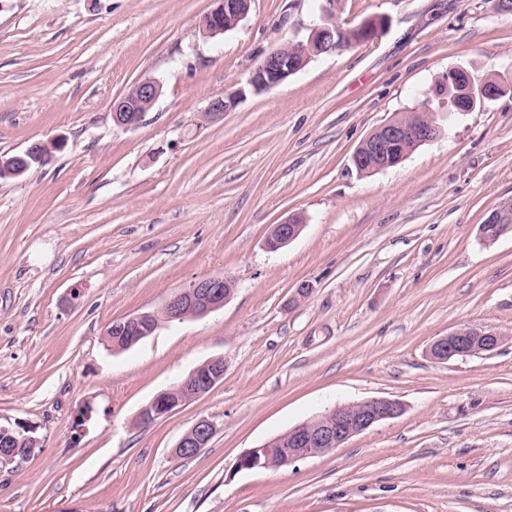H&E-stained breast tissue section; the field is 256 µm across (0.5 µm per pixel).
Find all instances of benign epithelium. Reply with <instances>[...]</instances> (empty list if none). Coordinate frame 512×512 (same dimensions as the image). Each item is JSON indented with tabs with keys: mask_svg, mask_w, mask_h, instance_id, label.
I'll return each mask as SVG.
<instances>
[{
	"mask_svg": "<svg viewBox=\"0 0 512 512\" xmlns=\"http://www.w3.org/2000/svg\"><path fill=\"white\" fill-rule=\"evenodd\" d=\"M247 14L248 10L238 0H220L214 9L203 16L202 32L208 37L222 35L224 17L232 16L238 21ZM324 35L330 40L333 31L325 26L315 25L311 29L308 42L287 43L269 52L259 66L251 71L248 85L259 91L284 83L305 67L310 59L308 46ZM459 81L465 85L462 94L473 100L478 97L488 98L493 94L485 83H475L466 72L459 76ZM160 94L161 85L155 79L144 78L136 82L129 91L113 101V121L124 128L137 127L146 112L155 105ZM242 95L243 90L239 89L214 98L207 109L208 120L213 121L224 116L225 112L235 107ZM406 116L407 122L390 120L364 140L366 151H357L352 157L353 165L358 171L374 172L395 166L407 157V153L398 152V145L412 141L418 147L439 136L440 128L429 113L408 112ZM42 148L53 151L50 143L36 142L21 153L9 157L0 156V176L17 178L24 175L31 162L47 158V155L40 153ZM302 228L303 225L295 223L291 218L274 225L266 239L267 247L276 250L287 245L300 234ZM232 293L233 288L228 279L222 276L202 277L171 295L158 309V313L163 315L166 322L203 317L222 308ZM151 318L150 312H138L112 321V340L117 344L125 337L126 344L133 345L155 329ZM503 341V335L493 328L460 324L447 335L432 342L430 355L437 361L447 362L456 357L492 352ZM205 366L210 369L205 377H198V370L195 369L186 379L155 396L140 411L139 421L149 425L158 417L204 395L224 379V358L210 359L205 362ZM401 411L400 403L388 398H373L335 406L314 419L291 428L282 436L288 450L278 459V464L288 465L308 456L329 453L350 438L382 420L397 416ZM216 431L213 421L205 418L198 420L176 444L175 455L179 457L199 453L208 445Z\"/></svg>",
	"mask_w": 512,
	"mask_h": 512,
	"instance_id": "7a95c632",
	"label": "benign epithelium"
}]
</instances>
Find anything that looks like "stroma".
I'll use <instances>...</instances> for the list:
<instances>
[{"mask_svg": "<svg viewBox=\"0 0 512 512\" xmlns=\"http://www.w3.org/2000/svg\"><path fill=\"white\" fill-rule=\"evenodd\" d=\"M322 4L253 0L207 38L215 0H0V155L61 144L0 180V423L38 438L0 466V512H512V234L479 237L512 199V16L495 0H340L343 27L381 21L372 41L248 89ZM456 67L504 94L449 113L432 88ZM146 77L159 99L117 126L113 101ZM425 108L436 140L355 170L372 131ZM295 214L301 234L267 249ZM215 275L235 282L223 308L108 347L113 320ZM461 324L505 340L432 359ZM219 356L221 383L140 425L156 394ZM381 397L402 413L330 453L238 467L327 409ZM202 418L212 440L176 457Z\"/></svg>", "mask_w": 512, "mask_h": 512, "instance_id": "1", "label": "stroma"}]
</instances>
